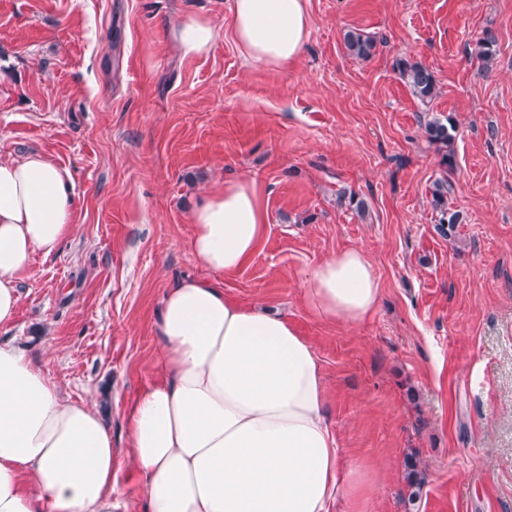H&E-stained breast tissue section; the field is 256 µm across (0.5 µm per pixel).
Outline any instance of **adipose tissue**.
Instances as JSON below:
<instances>
[{"instance_id": "1", "label": "adipose tissue", "mask_w": 512, "mask_h": 512, "mask_svg": "<svg viewBox=\"0 0 512 512\" xmlns=\"http://www.w3.org/2000/svg\"><path fill=\"white\" fill-rule=\"evenodd\" d=\"M230 11L247 60L284 65L307 41L305 0H232ZM174 36L184 55H201L214 29L189 17ZM75 208L68 172L51 161L0 162V327L15 319L17 279L34 252L51 253L73 233ZM192 222L198 262L238 270L266 222L258 184L225 182ZM309 279L306 304L320 318L356 324L378 306L379 282L360 250L336 253ZM158 333L164 378L127 420L146 512H362L364 486L343 476L327 426L320 364L287 320L187 278L165 295ZM114 465L95 403L62 396L25 351L0 345V512H126Z\"/></svg>"}]
</instances>
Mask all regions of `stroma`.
I'll list each match as a JSON object with an SVG mask.
<instances>
[{"mask_svg":"<svg viewBox=\"0 0 512 512\" xmlns=\"http://www.w3.org/2000/svg\"><path fill=\"white\" fill-rule=\"evenodd\" d=\"M229 2L0 0V161L41 155L77 200L75 232L19 277L0 343L97 402L112 484L145 512L127 414L162 377L165 293L208 280L314 349L328 427L372 475L364 512H512V0H305L306 45L279 66L246 60ZM188 15L214 26L205 54L169 33ZM487 27L489 67L475 51ZM354 29L374 37L370 58L347 51ZM400 58L434 72L430 107ZM448 113L447 170L425 124ZM443 177L464 217L450 238L431 206ZM237 178L261 185L266 224L238 271L215 273L190 250L192 211ZM351 248L379 307L358 324L319 318L309 273Z\"/></svg>","mask_w":512,"mask_h":512,"instance_id":"35a3bbf8","label":"stroma"}]
</instances>
